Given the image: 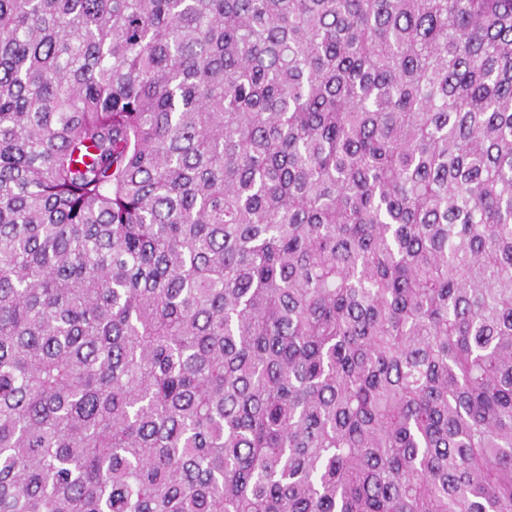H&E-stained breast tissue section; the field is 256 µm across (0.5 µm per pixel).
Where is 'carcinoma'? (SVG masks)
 I'll use <instances>...</instances> for the list:
<instances>
[{
  "instance_id": "carcinoma-1",
  "label": "carcinoma",
  "mask_w": 512,
  "mask_h": 512,
  "mask_svg": "<svg viewBox=\"0 0 512 512\" xmlns=\"http://www.w3.org/2000/svg\"><path fill=\"white\" fill-rule=\"evenodd\" d=\"M0 512H512V0H0Z\"/></svg>"
}]
</instances>
